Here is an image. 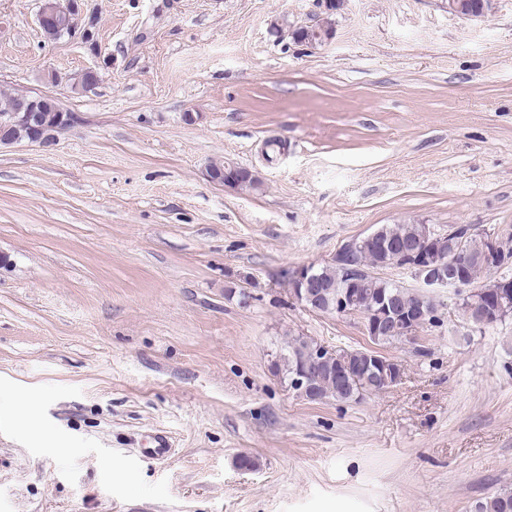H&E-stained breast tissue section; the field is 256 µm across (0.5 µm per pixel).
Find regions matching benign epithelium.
Instances as JSON below:
<instances>
[{"instance_id": "1", "label": "benign epithelium", "mask_w": 512, "mask_h": 512, "mask_svg": "<svg viewBox=\"0 0 512 512\" xmlns=\"http://www.w3.org/2000/svg\"><path fill=\"white\" fill-rule=\"evenodd\" d=\"M81 0H41L38 12V24L44 37L50 42L75 37L81 16ZM43 79L50 84H67L75 92L83 91L90 81H100L101 73L96 68H87L77 74L63 76L48 69ZM47 111V97L23 95L16 110L9 118L0 123V144L14 143L11 130L16 125L27 128L31 141L43 148L54 147L59 136L71 128L78 120L76 114L57 109L54 124L49 125L42 113ZM207 178L232 190H238L249 182H257L251 171L241 172L233 166L214 167L207 165ZM506 239L481 232L477 245L470 243L469 235L457 231L448 233L444 242L430 229L425 230L422 238L411 243L386 242L381 244L382 252L394 257V267L406 270L417 279L423 288H455L461 290V296L470 299V309L479 310L484 324L493 323L504 311L512 308V280L497 276V271L506 262ZM448 246V258L441 257V249ZM480 263L488 278L483 285H470L465 275L466 267L472 262ZM290 294L303 307L313 312H320L326 306L321 291V281L316 267L306 265L297 267L290 273ZM358 285L349 282L339 308L345 315L358 314ZM428 309L421 303L400 306L382 292L378 296L375 310L365 321V331L371 336L383 333L398 334L404 339L414 332L417 318L426 316ZM321 351L312 354L310 364L297 372L294 385L298 389L310 388L312 364L318 367L330 364L328 358L318 359ZM363 366L377 383L396 384L401 379L395 363L374 352L366 353L361 359Z\"/></svg>"}]
</instances>
